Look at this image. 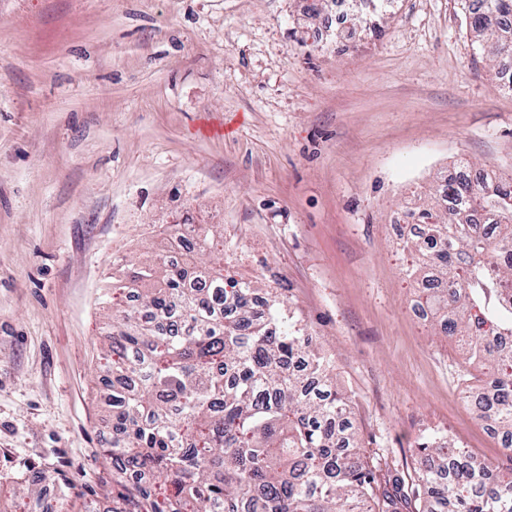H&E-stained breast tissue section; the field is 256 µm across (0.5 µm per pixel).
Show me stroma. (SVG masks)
<instances>
[{"mask_svg": "<svg viewBox=\"0 0 512 512\" xmlns=\"http://www.w3.org/2000/svg\"><path fill=\"white\" fill-rule=\"evenodd\" d=\"M303 0H0V512L67 478L93 512L112 434V284L169 224L224 227V269L331 361L365 448L405 477L443 434L512 472L464 402L480 371L407 308L397 212L458 163L512 175V90L463 0H394L347 50Z\"/></svg>", "mask_w": 512, "mask_h": 512, "instance_id": "obj_1", "label": "stroma"}]
</instances>
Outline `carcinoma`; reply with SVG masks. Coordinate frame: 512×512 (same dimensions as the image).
I'll list each match as a JSON object with an SVG mask.
<instances>
[{"label": "carcinoma", "instance_id": "carcinoma-1", "mask_svg": "<svg viewBox=\"0 0 512 512\" xmlns=\"http://www.w3.org/2000/svg\"><path fill=\"white\" fill-rule=\"evenodd\" d=\"M392 0H354L348 23ZM468 25L498 68L512 62V0H472ZM453 204L419 208L412 240L429 269L419 299L438 333L488 368L476 409L512 454V176L442 184ZM187 260L160 253L132 272L141 304L112 322V475L103 512H402L404 482L368 461L347 391L333 385L313 337L248 283L225 288L216 224H176ZM422 512H512V476L449 440L418 444ZM31 471L19 494L40 492Z\"/></svg>", "mask_w": 512, "mask_h": 512}]
</instances>
